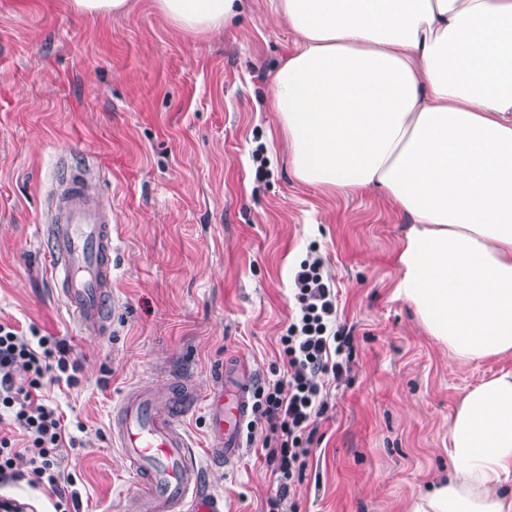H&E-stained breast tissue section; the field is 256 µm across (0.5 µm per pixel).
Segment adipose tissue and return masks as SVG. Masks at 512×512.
Instances as JSON below:
<instances>
[{"label": "adipose tissue", "mask_w": 512, "mask_h": 512, "mask_svg": "<svg viewBox=\"0 0 512 512\" xmlns=\"http://www.w3.org/2000/svg\"><path fill=\"white\" fill-rule=\"evenodd\" d=\"M185 32L240 0H155ZM298 48L271 96L293 176L405 213L396 299L462 362L512 356V0H278ZM448 474L406 512H512V369L468 388Z\"/></svg>", "instance_id": "adipose-tissue-1"}]
</instances>
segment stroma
I'll return each mask as SVG.
<instances>
[{"label": "stroma", "instance_id": "obj_1", "mask_svg": "<svg viewBox=\"0 0 512 512\" xmlns=\"http://www.w3.org/2000/svg\"><path fill=\"white\" fill-rule=\"evenodd\" d=\"M124 16L74 13L69 0H0V324L61 342L75 384L45 398L73 446L64 467L80 512H127L138 487L112 442L124 395L184 381L183 427L211 443L209 404L225 358L255 384L281 368L279 340L297 304L293 276L321 259L347 338L340 379L287 512H404L448 470V420L498 361L463 364L393 296L409 218L382 192H325L296 180L270 109L272 76L296 35L271 0H241L237 25L187 34L154 0ZM266 162L256 176L254 155ZM89 177L119 233L106 333L83 334L48 268L51 223L67 172ZM19 481L1 483L25 512H51L20 432ZM246 440L237 469H205L226 512H269L276 479Z\"/></svg>", "mask_w": 512, "mask_h": 512}]
</instances>
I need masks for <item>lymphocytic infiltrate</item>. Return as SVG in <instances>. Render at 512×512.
Instances as JSON below:
<instances>
[{
  "label": "lymphocytic infiltrate",
  "mask_w": 512,
  "mask_h": 512,
  "mask_svg": "<svg viewBox=\"0 0 512 512\" xmlns=\"http://www.w3.org/2000/svg\"><path fill=\"white\" fill-rule=\"evenodd\" d=\"M321 268L320 260H305L294 277L298 315L281 336L279 351L287 378L254 391L253 411L265 423L262 447L278 482L269 512H280L306 467L305 436L314 433V423L325 410L320 377L337 378L344 370L339 332L333 327L336 293ZM68 366L60 343L45 336H21L0 324V423L8 421L23 430L30 472L52 490L55 512H78L80 497L66 486L63 416L39 395L46 386L58 384ZM21 371L27 375L23 385L16 382Z\"/></svg>",
  "instance_id": "lymphocytic-infiltrate-1"
}]
</instances>
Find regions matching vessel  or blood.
Returning a JSON list of instances; mask_svg holds the SVG:
<instances>
[{
    "instance_id": "obj_1",
    "label": "vessel or blood",
    "mask_w": 512,
    "mask_h": 512,
    "mask_svg": "<svg viewBox=\"0 0 512 512\" xmlns=\"http://www.w3.org/2000/svg\"><path fill=\"white\" fill-rule=\"evenodd\" d=\"M44 235L66 309L86 333H101L112 309V220L83 177L65 179ZM251 388L249 374L225 364L210 408L214 445L209 456L228 469L245 444ZM189 406L180 384L165 405L137 394L120 402L112 435L140 486L130 512H224L223 496L204 483L198 452L179 425Z\"/></svg>"
}]
</instances>
